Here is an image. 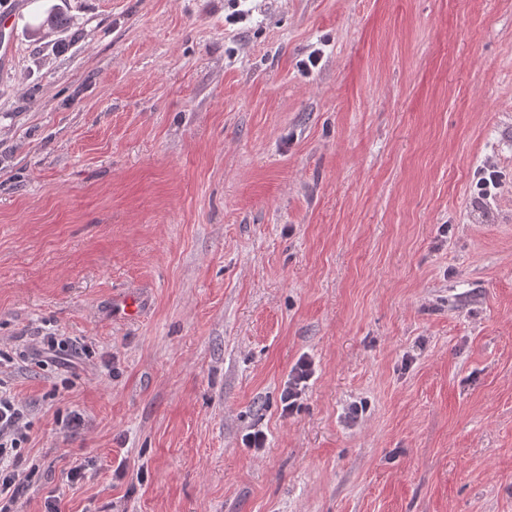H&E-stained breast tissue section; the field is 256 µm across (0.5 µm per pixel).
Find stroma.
Listing matches in <instances>:
<instances>
[{
  "label": "stroma",
  "instance_id": "1",
  "mask_svg": "<svg viewBox=\"0 0 512 512\" xmlns=\"http://www.w3.org/2000/svg\"><path fill=\"white\" fill-rule=\"evenodd\" d=\"M6 9L19 512H512V0ZM312 364L306 358H301L288 375L281 392V411L290 414L298 400L302 399L307 389V383L312 378Z\"/></svg>",
  "mask_w": 512,
  "mask_h": 512
}]
</instances>
